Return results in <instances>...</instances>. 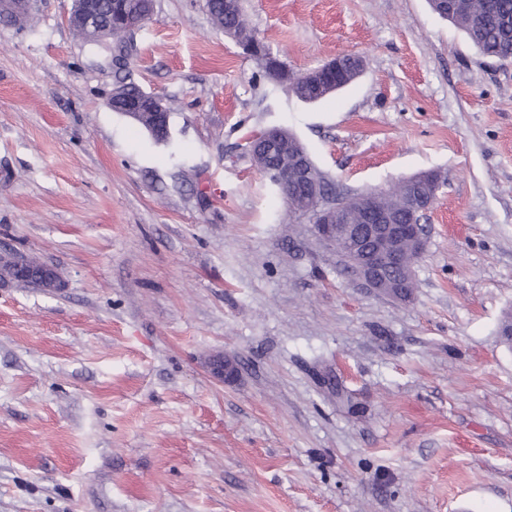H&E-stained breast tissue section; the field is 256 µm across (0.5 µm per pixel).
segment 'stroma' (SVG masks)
I'll return each instance as SVG.
<instances>
[{"mask_svg":"<svg viewBox=\"0 0 512 512\" xmlns=\"http://www.w3.org/2000/svg\"><path fill=\"white\" fill-rule=\"evenodd\" d=\"M242 5L292 74L362 73L301 102L205 0H154L121 48L71 0L0 22V255L62 282L0 279V512H512V61L428 0ZM123 80L166 140L109 107ZM273 126L340 193L441 173L410 301L236 151ZM109 105L114 111L124 112L136 120L143 117V114L146 113L143 112L144 107H147L150 111L148 113L153 116L149 127L151 134L160 140L168 137L170 114L159 96L138 87V95L132 97L126 93V88L121 85L113 90Z\"/></svg>","mask_w":512,"mask_h":512,"instance_id":"stroma-1","label":"stroma"}]
</instances>
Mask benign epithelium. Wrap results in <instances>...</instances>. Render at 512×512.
I'll use <instances>...</instances> for the list:
<instances>
[{"mask_svg":"<svg viewBox=\"0 0 512 512\" xmlns=\"http://www.w3.org/2000/svg\"><path fill=\"white\" fill-rule=\"evenodd\" d=\"M102 5L103 0H74L73 9L67 16L68 25L84 32L90 41L99 39L108 31L99 21ZM337 66L338 59L334 58L298 78L290 77L283 87L289 91L299 83L317 86L324 82L328 91L334 92L336 86L326 82V74ZM109 105L114 111L124 112L136 120L143 117L144 110H149L153 116L149 127L151 134L160 140L168 137L170 114L159 96L140 88L138 95L132 97L121 85L113 90ZM247 150L259 167L274 173L278 183L290 189L300 183L307 185L301 213L310 217L313 232L318 238L350 255L355 265V276L364 287L401 302L409 300L411 293L403 290L405 284L394 280L396 272L406 279L412 276V268L403 264L398 246L406 242L417 256H422L426 249V225L419 222L392 224L378 220L377 211L367 205L368 201L377 198L375 193L363 196L365 204L359 207L363 219L351 221L350 215L340 210L334 197L327 193L325 181L300 141H291L279 128L259 132L249 141ZM440 183L438 172L433 170L403 180L408 204L416 215L422 218L433 207ZM212 372L224 382L233 379L236 373L234 359L217 360Z\"/></svg>","mask_w":512,"mask_h":512,"instance_id":"benign-epithelium-1","label":"benign epithelium"}]
</instances>
